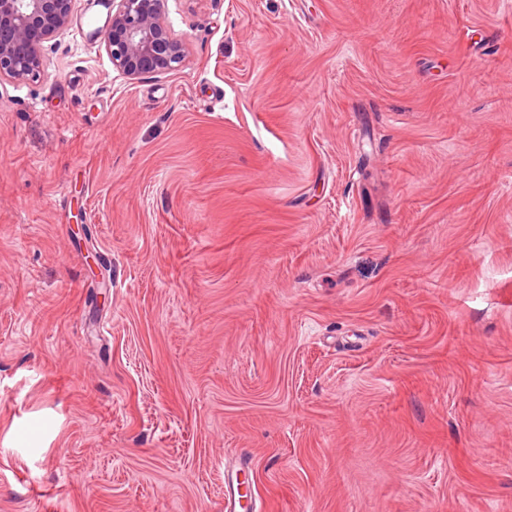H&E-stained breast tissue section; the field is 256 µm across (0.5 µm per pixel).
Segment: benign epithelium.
Segmentation results:
<instances>
[{
	"instance_id": "7a95c632",
	"label": "benign epithelium",
	"mask_w": 512,
	"mask_h": 512,
	"mask_svg": "<svg viewBox=\"0 0 512 512\" xmlns=\"http://www.w3.org/2000/svg\"><path fill=\"white\" fill-rule=\"evenodd\" d=\"M74 0H0V82L40 76L42 45L71 21ZM109 13L93 32L112 67L133 81L182 66L185 42L166 22L167 0H103Z\"/></svg>"
}]
</instances>
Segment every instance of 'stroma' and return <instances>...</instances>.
<instances>
[{
	"label": "stroma",
	"mask_w": 512,
	"mask_h": 512,
	"mask_svg": "<svg viewBox=\"0 0 512 512\" xmlns=\"http://www.w3.org/2000/svg\"><path fill=\"white\" fill-rule=\"evenodd\" d=\"M106 17L0 83V512H512V0ZM109 13L93 33L127 80L165 74L185 62L187 47L166 22L167 0H103ZM250 461L248 459H241L235 468L232 470L227 469L226 473L224 470V495H225V506L224 510L226 511H235L236 509V496H238L237 501L239 502L240 498V490H239V480L238 474L241 472H246L249 468Z\"/></svg>",
	"instance_id": "obj_1"
}]
</instances>
